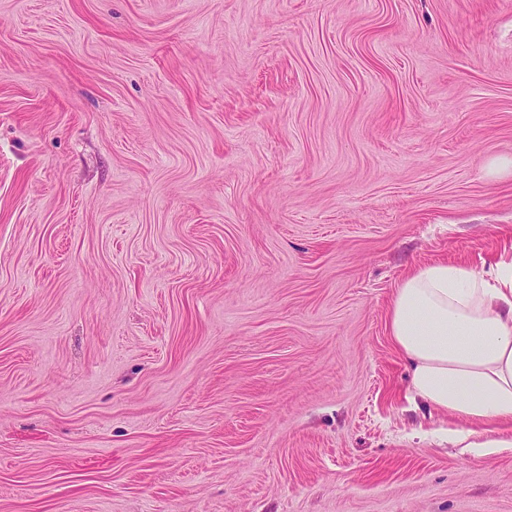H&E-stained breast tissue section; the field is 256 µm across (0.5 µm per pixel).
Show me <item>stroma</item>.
<instances>
[{
  "label": "stroma",
  "instance_id": "stroma-1",
  "mask_svg": "<svg viewBox=\"0 0 512 512\" xmlns=\"http://www.w3.org/2000/svg\"><path fill=\"white\" fill-rule=\"evenodd\" d=\"M511 157L512 0H0V512H512L386 328Z\"/></svg>",
  "mask_w": 512,
  "mask_h": 512
}]
</instances>
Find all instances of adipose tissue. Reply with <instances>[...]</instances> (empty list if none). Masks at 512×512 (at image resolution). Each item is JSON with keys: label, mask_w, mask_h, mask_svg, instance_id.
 I'll return each instance as SVG.
<instances>
[{"label": "adipose tissue", "mask_w": 512, "mask_h": 512, "mask_svg": "<svg viewBox=\"0 0 512 512\" xmlns=\"http://www.w3.org/2000/svg\"><path fill=\"white\" fill-rule=\"evenodd\" d=\"M388 331L413 397L465 421L449 440L469 441L471 423L512 422V257L417 268L396 291Z\"/></svg>", "instance_id": "adipose-tissue-1"}]
</instances>
